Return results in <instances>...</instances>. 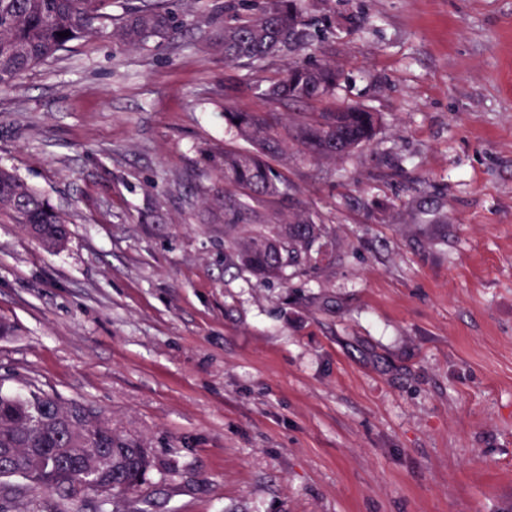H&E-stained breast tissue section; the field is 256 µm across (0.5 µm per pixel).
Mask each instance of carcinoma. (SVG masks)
I'll use <instances>...</instances> for the list:
<instances>
[{
	"label": "carcinoma",
	"mask_w": 512,
	"mask_h": 512,
	"mask_svg": "<svg viewBox=\"0 0 512 512\" xmlns=\"http://www.w3.org/2000/svg\"><path fill=\"white\" fill-rule=\"evenodd\" d=\"M240 0H224V26L215 44L224 63L261 65L306 37L296 0H264L247 13ZM176 0H139L112 14V0H0V88L56 57L74 41L109 39L128 48L186 31ZM70 32L59 37V32ZM336 65L294 61L261 90L266 110H224V121L249 145H224V266L262 282L310 276L333 266V228L293 202L288 150L334 161L370 142L374 113L330 103ZM306 108L281 122L275 110ZM0 218L16 224L44 249L68 239L69 218L17 174L0 169ZM107 468L76 488L93 456ZM154 464L150 448L112 427L90 405L65 403L30 383L25 391L0 384V512H150L140 495Z\"/></svg>",
	"instance_id": "cac0c4a2"
}]
</instances>
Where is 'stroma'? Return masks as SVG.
Returning a JSON list of instances; mask_svg holds the SVG:
<instances>
[{
  "label": "stroma",
  "mask_w": 512,
  "mask_h": 512,
  "mask_svg": "<svg viewBox=\"0 0 512 512\" xmlns=\"http://www.w3.org/2000/svg\"><path fill=\"white\" fill-rule=\"evenodd\" d=\"M223 7L0 90V168L72 220L54 253L0 223V381L143 438L166 512H512V0H298L306 40L258 72L214 46ZM323 58L379 117L288 166L336 264L225 272L224 111Z\"/></svg>",
  "instance_id": "1"
}]
</instances>
